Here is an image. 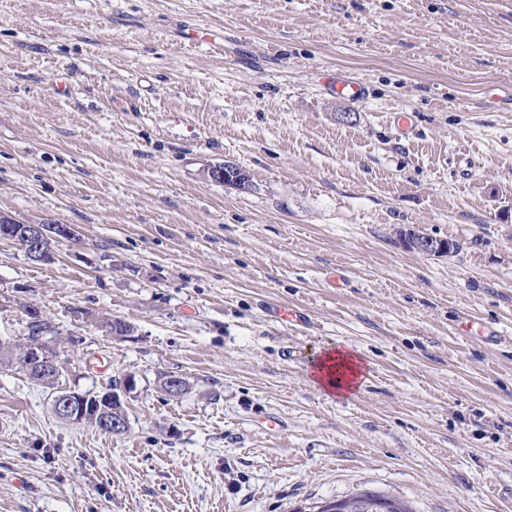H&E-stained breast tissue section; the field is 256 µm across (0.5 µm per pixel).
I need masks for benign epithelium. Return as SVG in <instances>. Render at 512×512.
Here are the masks:
<instances>
[{"label":"benign epithelium","instance_id":"benign-epithelium-1","mask_svg":"<svg viewBox=\"0 0 512 512\" xmlns=\"http://www.w3.org/2000/svg\"><path fill=\"white\" fill-rule=\"evenodd\" d=\"M75 235L70 224H42L40 222H21L9 215L0 213V237L17 242L27 258L33 262H48L52 259V244L58 239H69ZM403 243L411 250L426 255H441L446 252L443 240L431 239L416 227L401 231ZM22 365L28 370L39 373H51L59 378L66 372V362L60 352L44 338L29 344L23 355ZM138 386L135 374L124 376L121 386L103 395L91 398L86 393L71 387H62L56 391L52 402L54 413L73 423H85L93 417L98 424L109 428L114 434L128 429V420L119 410H112V417H102L104 406L123 403V398L133 393Z\"/></svg>","mask_w":512,"mask_h":512}]
</instances>
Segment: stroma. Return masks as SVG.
<instances>
[{"label":"stroma","mask_w":512,"mask_h":512,"mask_svg":"<svg viewBox=\"0 0 512 512\" xmlns=\"http://www.w3.org/2000/svg\"><path fill=\"white\" fill-rule=\"evenodd\" d=\"M0 212L76 229L42 263L0 239V340L33 304L61 385L139 379L111 435L0 365V512H512V0H0ZM338 345L351 397L311 382ZM400 237L408 248L418 253L437 256L446 252L443 239L436 238L433 241L432 236L423 233L417 227L402 230Z\"/></svg>","instance_id":"stroma-1"}]
</instances>
